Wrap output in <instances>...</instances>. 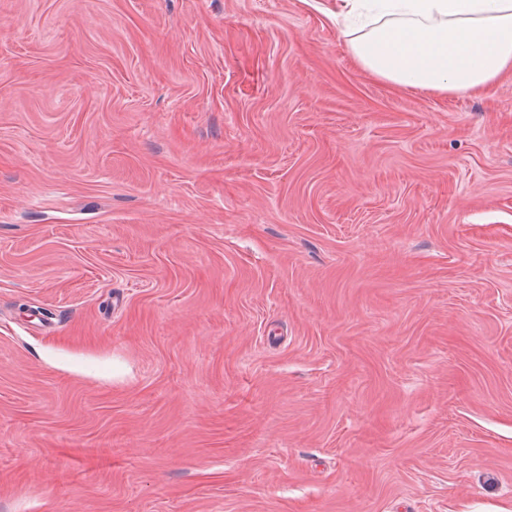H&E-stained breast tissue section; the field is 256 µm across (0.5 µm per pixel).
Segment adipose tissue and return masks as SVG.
Returning a JSON list of instances; mask_svg holds the SVG:
<instances>
[{
	"instance_id": "ef3b65f1",
	"label": "adipose tissue",
	"mask_w": 512,
	"mask_h": 512,
	"mask_svg": "<svg viewBox=\"0 0 512 512\" xmlns=\"http://www.w3.org/2000/svg\"><path fill=\"white\" fill-rule=\"evenodd\" d=\"M347 50L398 88L478 92L512 72V0H336Z\"/></svg>"
}]
</instances>
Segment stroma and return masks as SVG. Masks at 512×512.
Here are the masks:
<instances>
[{
	"label": "stroma",
	"instance_id": "obj_1",
	"mask_svg": "<svg viewBox=\"0 0 512 512\" xmlns=\"http://www.w3.org/2000/svg\"><path fill=\"white\" fill-rule=\"evenodd\" d=\"M335 9L0 0V512H512V75Z\"/></svg>",
	"mask_w": 512,
	"mask_h": 512
}]
</instances>
